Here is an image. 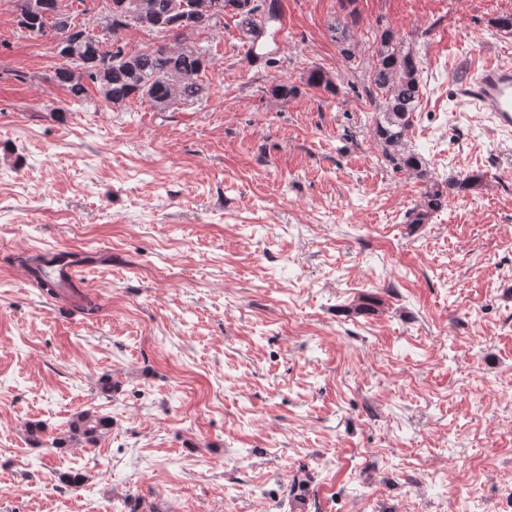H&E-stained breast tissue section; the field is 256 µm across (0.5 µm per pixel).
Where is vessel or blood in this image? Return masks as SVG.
<instances>
[{
	"instance_id": "vessel-or-blood-1",
	"label": "vessel or blood",
	"mask_w": 512,
	"mask_h": 512,
	"mask_svg": "<svg viewBox=\"0 0 512 512\" xmlns=\"http://www.w3.org/2000/svg\"><path fill=\"white\" fill-rule=\"evenodd\" d=\"M460 91L467 101L487 112L497 133L512 136V65L494 63L483 66ZM93 252L70 247L50 246L38 249L35 262L24 270L26 281L51 282L58 294H69L81 280L83 267L98 264Z\"/></svg>"
}]
</instances>
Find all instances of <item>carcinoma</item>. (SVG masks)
<instances>
[{
    "label": "carcinoma",
    "instance_id": "1",
    "mask_svg": "<svg viewBox=\"0 0 512 512\" xmlns=\"http://www.w3.org/2000/svg\"><path fill=\"white\" fill-rule=\"evenodd\" d=\"M104 16L112 31L129 29L153 33L163 44L141 48L121 41L104 59L99 39L70 13L56 11V0H15L17 25L30 35L46 37L59 57L75 59L60 65L54 79L65 87L73 104L83 106L90 91L98 101L123 108L133 100L146 101L165 112L176 103H197L210 96L205 72L212 67V45L199 40L201 22L209 29L224 26V15L236 18L242 39L254 44L270 23L279 19L276 0H110ZM341 55L349 60L355 42L350 25L339 18L330 25ZM375 61L366 93L376 103L372 137L383 148L385 160L397 169L423 174L416 155L407 148V135L422 92L420 59L403 46L391 30L383 31L374 48ZM308 84L330 95L338 94L335 78L320 69ZM448 197V186L426 185L423 202L409 216L412 224H426ZM112 428L111 417L93 410L75 414L55 445L91 444Z\"/></svg>",
    "mask_w": 512,
    "mask_h": 512
}]
</instances>
